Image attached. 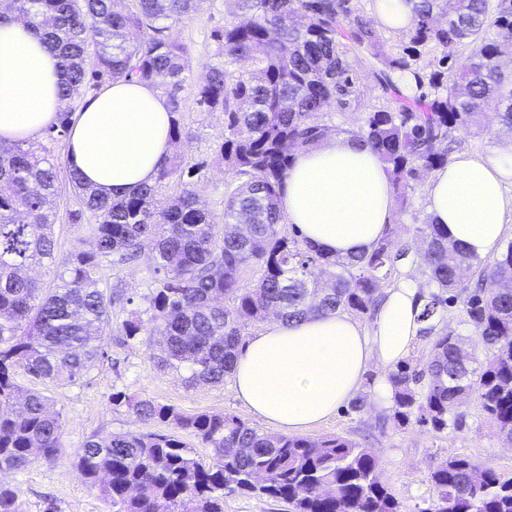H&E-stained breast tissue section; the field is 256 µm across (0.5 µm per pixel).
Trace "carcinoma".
<instances>
[{"label":"carcinoma","mask_w":512,"mask_h":512,"mask_svg":"<svg viewBox=\"0 0 512 512\" xmlns=\"http://www.w3.org/2000/svg\"><path fill=\"white\" fill-rule=\"evenodd\" d=\"M130 2L117 10L114 0H0V20L23 22L58 54L64 103L94 82L163 89L177 140L186 47L170 30L203 0ZM232 2L234 11L212 33L218 61L194 88L200 111L224 113L217 155L229 180L222 214L201 208L186 186L164 207L155 205L176 173H193L182 156L153 184L116 198L74 171L79 208L69 220L96 217L95 250L58 263L56 167L26 142L0 143V472L52 463L62 448L59 414L42 392L19 393L15 368L42 381L85 375L104 356L103 333L112 323V298L98 287L96 270L135 259L146 241L153 243L151 315L131 316L118 332L156 347L157 366L186 371L189 386L223 383L243 332L271 314L286 323L311 314L373 315L381 283L408 256L394 246L395 228L369 253L331 258L304 242L278 206L294 152L326 137L327 110L361 108L347 51L363 56L384 99L351 135L385 164L402 213L417 174L448 163L453 132L480 125L488 100L497 101L499 122L512 129V61L500 50L512 40V0H407L408 43L395 51L358 0ZM462 46L471 54L457 68ZM238 61L250 69L232 68ZM413 236L433 289L421 313L431 343L424 362H403L390 373L392 418L442 432L473 395L493 435L512 446V241L483 262L427 220L414 225ZM43 262L56 266L53 288L25 273ZM465 266L476 267L472 289L462 281ZM460 297L463 330L437 329ZM127 404L156 430L91 438L76 455L112 512H224V495L236 493L282 503L285 512H402L372 454L340 436H288L224 413L184 414L143 399ZM165 426L193 435L210 454H198ZM430 481L437 500L421 512H512V476L466 457L438 464ZM0 512H23L1 483Z\"/></svg>","instance_id":"carcinoma-1"}]
</instances>
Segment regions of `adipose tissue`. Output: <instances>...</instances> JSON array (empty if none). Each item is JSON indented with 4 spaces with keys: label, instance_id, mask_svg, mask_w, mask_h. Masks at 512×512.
Wrapping results in <instances>:
<instances>
[{
    "label": "adipose tissue",
    "instance_id": "adipose-tissue-1",
    "mask_svg": "<svg viewBox=\"0 0 512 512\" xmlns=\"http://www.w3.org/2000/svg\"><path fill=\"white\" fill-rule=\"evenodd\" d=\"M59 59L29 27L0 22V140H31L57 124ZM165 97L146 83L117 80L86 99L70 125L66 161L99 192L121 197L154 182L171 151ZM512 148L477 159L459 154L431 172L427 213L451 241L483 258L505 236L512 196ZM288 223L335 258L368 252L395 221L390 176L369 147L331 136L295 152L280 191ZM427 294L413 281L387 289L364 331L349 315L276 320L243 347L234 371L237 396L285 433L309 430L359 390L374 365L403 360L418 340Z\"/></svg>",
    "mask_w": 512,
    "mask_h": 512
}]
</instances>
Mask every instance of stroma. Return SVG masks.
<instances>
[{
  "label": "stroma",
  "instance_id": "obj_1",
  "mask_svg": "<svg viewBox=\"0 0 512 512\" xmlns=\"http://www.w3.org/2000/svg\"><path fill=\"white\" fill-rule=\"evenodd\" d=\"M233 9L229 0H204L201 8L184 17L172 30L185 45L183 57L185 89L193 91L204 82L215 49L212 32L223 26ZM349 64L358 77L362 92V109L358 112H328L325 122L330 134L341 135L358 130L365 111L380 105L374 82L356 57ZM483 128L457 130L453 138L456 150L476 158H489L512 146V132L498 124L495 103H488ZM183 134L174 142V154L199 164L192 178L202 208L218 213L224 207V165L216 153L224 134V115L202 112L187 105L183 114ZM35 147L49 151L57 165L58 194L53 200L57 212L54 235L57 256L71 252L93 251L94 244L86 225L70 223V211L77 209L78 199L69 183L65 161L66 140H52L39 134ZM102 288L123 282L128 301L112 305V322L121 324L131 312L149 318V300L154 278L150 248H143L138 260L120 267H104L99 272ZM103 360L75 381L42 382L34 380L24 369H16L15 381L20 390L38 389L50 399V408L59 413L63 425V448L52 465L36 462L26 469L0 474V482L9 484L17 494L24 512H106L99 490L90 488L74 466L76 453L91 436L107 437L114 433L137 432L144 425L128 407V399H148L188 413L217 412L238 417L253 427L262 422L237 397L232 379L219 385L185 386L179 372L160 371L150 349L139 341L124 340L115 331L106 332L102 342ZM459 420L448 423L443 432L410 424L398 426L391 418L389 405L373 402L371 408L353 411L342 404L335 415L308 430L311 438L342 436L368 449L377 463L381 478L402 504L404 512H422L435 500L437 492L429 472L446 459L464 455L473 462L488 465L503 474L512 473V447L502 446L492 435L485 416L475 399L461 408Z\"/></svg>",
  "mask_w": 512,
  "mask_h": 512
}]
</instances>
